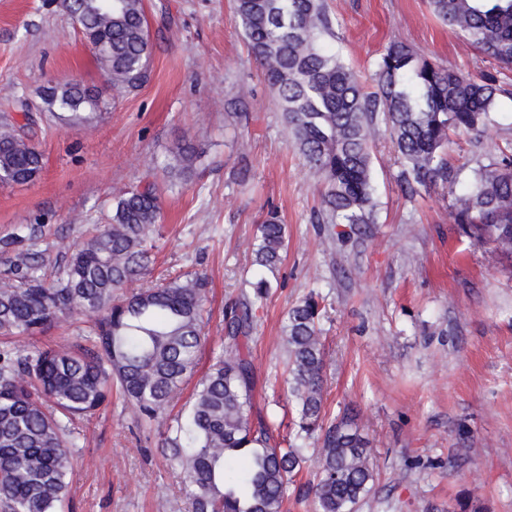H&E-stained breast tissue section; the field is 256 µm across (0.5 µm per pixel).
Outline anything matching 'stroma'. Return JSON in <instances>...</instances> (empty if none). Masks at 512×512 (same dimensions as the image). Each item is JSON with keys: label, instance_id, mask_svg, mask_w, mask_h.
I'll use <instances>...</instances> for the list:
<instances>
[{"label": "stroma", "instance_id": "stroma-1", "mask_svg": "<svg viewBox=\"0 0 512 512\" xmlns=\"http://www.w3.org/2000/svg\"><path fill=\"white\" fill-rule=\"evenodd\" d=\"M153 44L150 77L114 97L112 85L61 0H0V120L22 124L17 96L77 81L98 110L69 125L34 111L43 169L0 186V239L63 265L69 248L104 223L117 193L145 171L164 185L149 280L186 274L210 281L201 379L224 344V308L250 300L258 222L275 206L288 252L257 312L249 345L257 406L293 430L282 326L287 309L319 293L327 352L328 416L356 408L378 479L356 512H512V260L454 224L455 195L407 194L389 137L373 150L377 221L317 223L322 185L289 146L276 95L240 34L231 0H143ZM336 44L373 86L392 36L505 88L489 135L450 137L452 164H487L512 148V67L485 59L449 34L427 0H327ZM249 123L227 115L239 86ZM196 150L191 178L168 187L178 145ZM68 494L60 512H189L182 474L161 451V429L138 425L120 393L75 423Z\"/></svg>", "mask_w": 512, "mask_h": 512}]
</instances>
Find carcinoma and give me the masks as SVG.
Here are the masks:
<instances>
[{
    "label": "carcinoma",
    "instance_id": "1",
    "mask_svg": "<svg viewBox=\"0 0 512 512\" xmlns=\"http://www.w3.org/2000/svg\"><path fill=\"white\" fill-rule=\"evenodd\" d=\"M448 31L484 58L512 66V0H428ZM81 16L82 34L112 89L129 94L149 78L152 55L143 0H63ZM250 52L270 86L289 145L323 184L320 224H375L372 153L381 131L397 151L404 190L462 187L450 211L478 244L512 259V154L463 175L446 157L452 133L481 135L493 124L504 89L443 66L395 37L376 62L368 90L332 43L325 0H234ZM43 107L72 121L99 108L77 82H51ZM195 156L181 150L168 168L189 173ZM41 156L30 131L0 127V185L34 180ZM162 217L155 185L119 194L111 222L75 247L51 282L29 254L0 273V335L33 336L80 314L86 333L69 346L22 352L0 347V512H57L67 493L71 426L92 416L118 386L133 417L163 427L165 456L183 471L193 512H283L292 494L317 512H355L373 489L375 465L357 415L326 422L323 298L310 292L284 318L288 393L296 404L294 441L282 446L268 415L254 412L250 354L254 301L224 315V347L181 414L166 408L196 367L204 341L209 283L186 275L140 284L152 261L151 232ZM288 228L276 212L260 222L253 263L277 277ZM316 438V479L294 478L309 461L298 441Z\"/></svg>",
    "mask_w": 512,
    "mask_h": 512
}]
</instances>
